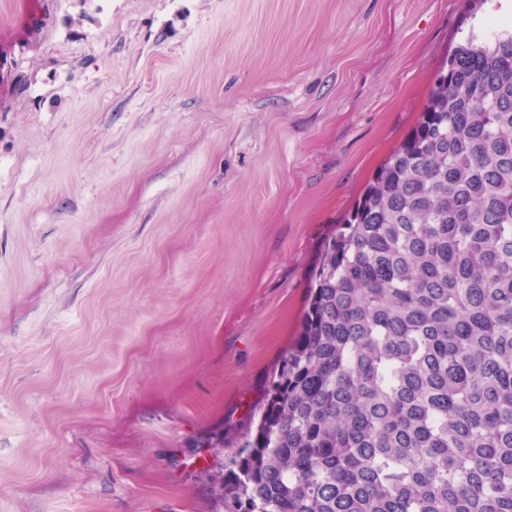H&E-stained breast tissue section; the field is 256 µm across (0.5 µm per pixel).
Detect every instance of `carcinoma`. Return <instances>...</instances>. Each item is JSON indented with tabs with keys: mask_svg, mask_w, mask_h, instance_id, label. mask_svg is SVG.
Here are the masks:
<instances>
[{
	"mask_svg": "<svg viewBox=\"0 0 512 512\" xmlns=\"http://www.w3.org/2000/svg\"><path fill=\"white\" fill-rule=\"evenodd\" d=\"M224 512H512V34L473 35L311 270Z\"/></svg>",
	"mask_w": 512,
	"mask_h": 512,
	"instance_id": "carcinoma-1",
	"label": "carcinoma"
}]
</instances>
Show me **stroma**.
I'll use <instances>...</instances> for the list:
<instances>
[{
	"label": "stroma",
	"mask_w": 512,
	"mask_h": 512,
	"mask_svg": "<svg viewBox=\"0 0 512 512\" xmlns=\"http://www.w3.org/2000/svg\"><path fill=\"white\" fill-rule=\"evenodd\" d=\"M512 0H0V512H224L321 244Z\"/></svg>",
	"instance_id": "stroma-1"
}]
</instances>
